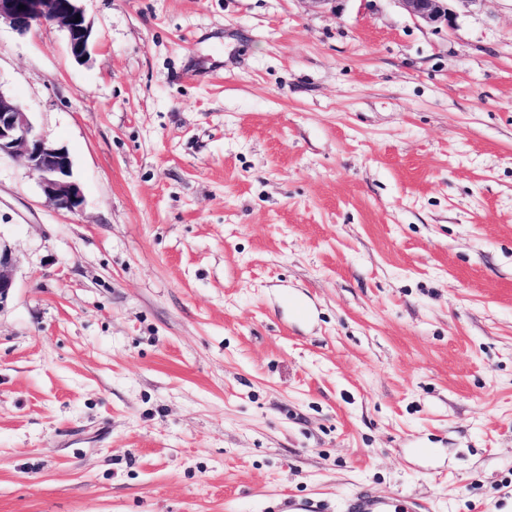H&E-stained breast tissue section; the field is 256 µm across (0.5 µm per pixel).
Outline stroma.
Returning <instances> with one entry per match:
<instances>
[{"mask_svg":"<svg viewBox=\"0 0 512 512\" xmlns=\"http://www.w3.org/2000/svg\"><path fill=\"white\" fill-rule=\"evenodd\" d=\"M0 24V512H512V0H83ZM83 0H0V23L7 22L19 36L43 22H54L67 33L68 47L76 60L89 55L91 28L79 2ZM24 5V9H19ZM80 15V21H76ZM400 7L411 17L427 24L444 22L447 27L454 24L458 13L449 7L450 2L468 8L477 0H397ZM18 152L47 201L69 212L80 209L82 194L67 149L42 135L20 104L0 91V157ZM15 260L9 248L0 243V306L7 301L14 288ZM345 512H419V504L407 496L383 497L362 489L351 494ZM277 512H330L327 503L312 497L288 495L277 504Z\"/></svg>","mask_w":512,"mask_h":512,"instance_id":"1","label":"stroma"}]
</instances>
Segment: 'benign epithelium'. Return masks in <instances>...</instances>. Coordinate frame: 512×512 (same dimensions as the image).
<instances>
[{
    "label": "benign epithelium",
    "instance_id": "obj_1",
    "mask_svg": "<svg viewBox=\"0 0 512 512\" xmlns=\"http://www.w3.org/2000/svg\"><path fill=\"white\" fill-rule=\"evenodd\" d=\"M81 0H0V21L7 22L20 36L43 22H54L67 33L68 47L76 60L89 55L91 28ZM411 17L427 24H454L458 13L454 2L467 8L478 0H396ZM23 154L27 166L50 203L75 212L82 194L73 176V161L67 149L42 135L20 104L0 90V156ZM15 260L11 250L0 245V305L14 288Z\"/></svg>",
    "mask_w": 512,
    "mask_h": 512
}]
</instances>
